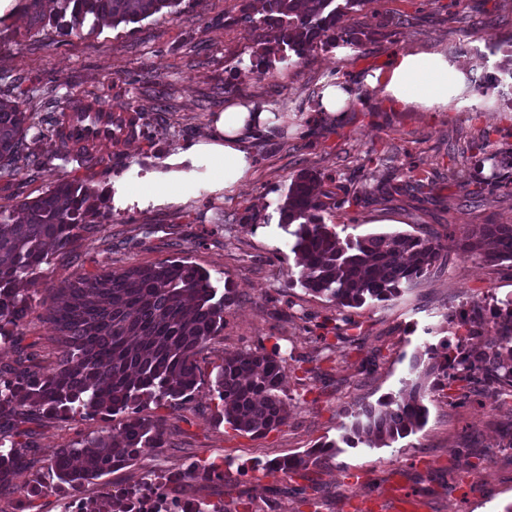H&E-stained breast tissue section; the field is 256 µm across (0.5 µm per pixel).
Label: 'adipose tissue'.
I'll return each instance as SVG.
<instances>
[{"label":"adipose tissue","instance_id":"ef3b65f1","mask_svg":"<svg viewBox=\"0 0 512 512\" xmlns=\"http://www.w3.org/2000/svg\"><path fill=\"white\" fill-rule=\"evenodd\" d=\"M460 72L442 53H394L385 71L368 77L371 87L398 106L424 112L448 106V90ZM279 121L269 106L245 100L229 103L213 119L210 130L187 149L169 156L162 170L131 166L112 182L115 209L165 207L187 202L199 191L226 193L239 185L254 167L247 138L267 132Z\"/></svg>","mask_w":512,"mask_h":512}]
</instances>
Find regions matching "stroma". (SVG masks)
<instances>
[{
    "label": "stroma",
    "mask_w": 512,
    "mask_h": 512,
    "mask_svg": "<svg viewBox=\"0 0 512 512\" xmlns=\"http://www.w3.org/2000/svg\"><path fill=\"white\" fill-rule=\"evenodd\" d=\"M242 2L181 0L176 13L102 26L79 38L59 27L57 0H15L0 16V99L33 113L37 127L26 146L49 163L48 170L23 167L0 181V198L37 197L59 178L111 192L113 179L131 164L157 168L196 142L233 100L273 105L281 120L276 131L249 138L256 164L224 199L203 193L181 205L117 212L104 202L100 231L84 237L74 257L54 255L42 265L22 331L47 363L58 343L41 301L62 281L183 257L233 296L223 329L199 359V389L164 413V447L86 483L83 496L99 506L147 475L217 460L225 465L226 481L186 487L184 499L216 502L231 493L250 500L253 512H351L352 503L372 496L375 512H403L406 499L418 503L419 512H505L512 505V449L502 429L512 412L506 393L458 407L456 389H437L422 430L387 447L362 444L323 456L309 471L317 488L310 505L284 494L282 473L255 465L339 439L345 409L398 392L411 376L416 350L457 333L446 313L512 293V262L487 263L463 252L457 238L477 224H512V191L503 186L512 171L488 161L474 166L479 150L512 151V80L501 71L512 46V0H369L337 25L342 32H366L362 44L318 42L299 55L276 50L275 28L241 20ZM396 51L447 54L463 75L462 87L448 90L447 109L395 108L373 92L366 76L384 68ZM6 74L21 78V86L3 82ZM329 84L345 85L350 95L343 119L318 115L320 93ZM78 96L128 108L140 118L131 139L98 148L99 163L91 168L58 160L53 146L54 118ZM302 170L331 178L336 204L321 217L339 237L428 234L443 246L446 262L401 296L355 309L356 345L321 361L326 377L315 389L288 374L287 425L254 437L215 415L211 382L225 354L261 345L305 352L311 323L330 329L343 323L334 303L288 284L294 256L280 227V207ZM378 188L386 200L376 199ZM112 237L117 247H109ZM374 352L380 355L376 369L363 371L362 359ZM123 420L119 413L33 423L38 448L16 482L46 486L38 512L64 507L52 492L57 479L49 469L58 448Z\"/></svg>",
    "instance_id": "35a3bbf8"
}]
</instances>
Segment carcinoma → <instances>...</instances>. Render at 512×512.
I'll return each instance as SVG.
<instances>
[{
  "instance_id": "obj_1",
  "label": "carcinoma",
  "mask_w": 512,
  "mask_h": 512,
  "mask_svg": "<svg viewBox=\"0 0 512 512\" xmlns=\"http://www.w3.org/2000/svg\"><path fill=\"white\" fill-rule=\"evenodd\" d=\"M180 0H58L69 15L66 33L136 23ZM371 0H250L242 19L280 29L282 45L296 54L336 31L344 13ZM33 116L18 102L0 99V178L13 175L19 162L43 167L46 162L24 153ZM324 178L304 171L291 181L280 208V228L288 233L295 266L288 285L325 297L339 308H360L370 301L401 295L430 273L443 246L431 238L407 233H381L342 239L322 222L320 212L333 196L321 189ZM105 213L98 196L83 181L59 179L40 196L0 206V340L23 341L21 320L32 308L27 283L39 278L49 249L72 254L85 233L99 229ZM460 248L486 262L512 261V225L483 224L465 235ZM46 319L63 336L54 364L42 365L34 354L21 353L16 364L0 369V495L20 494L16 476L25 451L35 441L20 425L43 418L125 414L122 426L88 436L58 449L51 470L59 485L77 490L85 481L133 464L147 448L164 446L165 416H142L143 408L175 409L198 390L197 357L224 327L230 292L218 294L211 275L182 260L133 266L121 272L81 276L49 294ZM499 322L485 325V307L475 304L462 321L467 335L444 339L413 356L420 373L403 381L398 394L362 403L347 412L340 441L322 442L303 456L269 461L291 485L284 493L307 500L315 486L292 485L309 479L308 471L324 455L356 448L360 443L388 447L422 429L428 419L427 382L432 388L459 384L456 404L488 400L512 392V296L493 299ZM310 336V350L286 357L275 346L224 355L217 366L215 388L218 419L234 430L265 436L288 424L286 372L297 370L314 381L325 373L321 352L335 351L356 338L336 334ZM224 479L216 461L192 464L160 483L163 495L174 496L193 483ZM242 497L228 502L196 503L197 512H239Z\"/></svg>"
}]
</instances>
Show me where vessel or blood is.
<instances>
[{
  "mask_svg": "<svg viewBox=\"0 0 512 512\" xmlns=\"http://www.w3.org/2000/svg\"><path fill=\"white\" fill-rule=\"evenodd\" d=\"M131 118V112L100 101L75 99L67 105L65 120L56 128L55 145L69 154L85 145H112L126 137Z\"/></svg>",
  "mask_w": 512,
  "mask_h": 512,
  "instance_id": "1",
  "label": "vessel or blood"
}]
</instances>
